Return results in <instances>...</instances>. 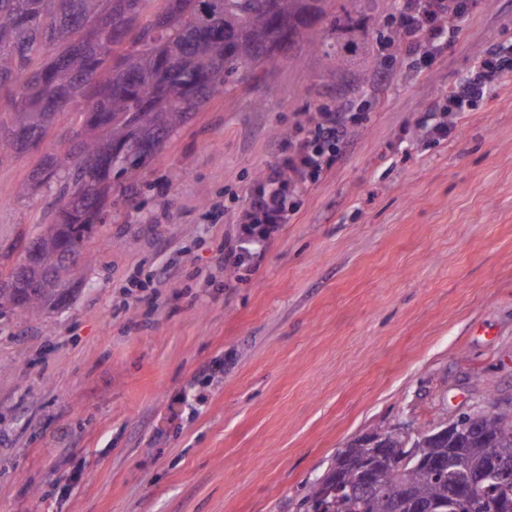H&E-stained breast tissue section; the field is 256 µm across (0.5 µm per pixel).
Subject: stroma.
Segmentation results:
<instances>
[{
	"mask_svg": "<svg viewBox=\"0 0 512 512\" xmlns=\"http://www.w3.org/2000/svg\"><path fill=\"white\" fill-rule=\"evenodd\" d=\"M374 16L336 33L371 54L365 93L307 52L235 84L113 196L70 300L0 320V512H303L365 433L512 408V75L454 136L422 126L512 44V0H478L418 72L378 42L398 13ZM339 103L357 116L343 158L257 271L223 266L240 196L305 113ZM75 121L0 166V247L52 219L46 189H17ZM171 258L180 278L155 286Z\"/></svg>",
	"mask_w": 512,
	"mask_h": 512,
	"instance_id": "35a3bbf8",
	"label": "stroma"
}]
</instances>
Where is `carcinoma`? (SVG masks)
<instances>
[{"label": "carcinoma", "mask_w": 512, "mask_h": 512, "mask_svg": "<svg viewBox=\"0 0 512 512\" xmlns=\"http://www.w3.org/2000/svg\"><path fill=\"white\" fill-rule=\"evenodd\" d=\"M0 0V166L37 148L61 112L77 120L66 147L46 155L31 183L53 191V219L41 225L43 266L29 270L34 286L21 309L0 295V318L54 306L57 274L83 277L84 228L103 222L112 192L140 169L192 113L277 66L298 46L350 71L347 46L335 41L340 18L369 10V0ZM52 51L39 68L33 59ZM417 457L456 459L439 470L376 464L377 483L403 485L413 503L448 500L471 473L512 461V410L492 414L485 429L453 441L417 443ZM346 486L361 482L335 457ZM331 512H410L383 491L327 498ZM512 479L488 483L463 512H508Z\"/></svg>", "instance_id": "obj_1"}]
</instances>
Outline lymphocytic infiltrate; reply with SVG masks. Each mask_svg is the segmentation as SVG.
Returning a JSON list of instances; mask_svg holds the SVG:
<instances>
[{
    "label": "lymphocytic infiltrate",
    "instance_id": "lymphocytic-infiltrate-1",
    "mask_svg": "<svg viewBox=\"0 0 512 512\" xmlns=\"http://www.w3.org/2000/svg\"><path fill=\"white\" fill-rule=\"evenodd\" d=\"M476 0H401V28L410 55L431 60L442 49L441 37L456 40ZM512 73V48L491 45L439 102L427 126L429 136L445 139L474 103ZM352 115L321 109L308 113L299 132L282 139L283 164L268 167L258 186L245 197L236 216L237 233L220 246L224 265L256 266L298 210V199L325 178L349 144Z\"/></svg>",
    "mask_w": 512,
    "mask_h": 512
}]
</instances>
